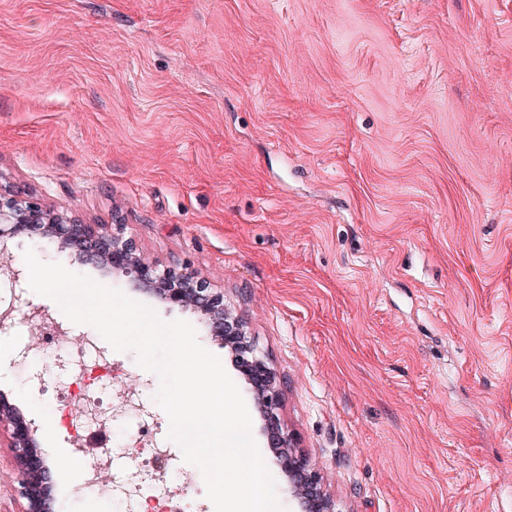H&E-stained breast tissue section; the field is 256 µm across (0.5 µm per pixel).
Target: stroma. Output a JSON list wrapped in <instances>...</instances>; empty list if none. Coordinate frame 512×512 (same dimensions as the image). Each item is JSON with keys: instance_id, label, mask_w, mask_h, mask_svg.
Here are the masks:
<instances>
[{"instance_id": "35a3bbf8", "label": "stroma", "mask_w": 512, "mask_h": 512, "mask_svg": "<svg viewBox=\"0 0 512 512\" xmlns=\"http://www.w3.org/2000/svg\"><path fill=\"white\" fill-rule=\"evenodd\" d=\"M0 186L223 289L339 512H512V0H0ZM36 255L188 321L246 390L200 311ZM0 299L95 333L28 286ZM33 348L25 320L0 330V401L38 428L54 512H140L134 482L215 512L158 376L102 339L88 394L136 409L84 427L112 465L80 492L69 344Z\"/></svg>"}]
</instances>
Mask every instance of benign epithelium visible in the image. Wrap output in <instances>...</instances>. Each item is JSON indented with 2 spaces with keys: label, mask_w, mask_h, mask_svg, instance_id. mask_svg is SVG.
I'll list each match as a JSON object with an SVG mask.
<instances>
[{
  "label": "benign epithelium",
  "mask_w": 512,
  "mask_h": 512,
  "mask_svg": "<svg viewBox=\"0 0 512 512\" xmlns=\"http://www.w3.org/2000/svg\"><path fill=\"white\" fill-rule=\"evenodd\" d=\"M22 239L59 251L72 249L81 265L92 264L107 274L119 272L132 287L170 306L204 312L211 335L232 353L234 366L258 406L267 447L287 479L289 496L300 504L299 512H337L320 468L298 449L295 435L284 424L279 376L258 350L245 322L224 303L223 290L210 287L186 267L161 269L145 261L135 243L119 233L85 224L64 210L46 208L28 193L0 188V258L11 262L7 270L14 282L19 281L22 268L15 264L12 247ZM2 422L8 428L20 493L27 500L25 512H52L49 469L36 450L37 426L5 405L0 407Z\"/></svg>",
  "instance_id": "1"
}]
</instances>
